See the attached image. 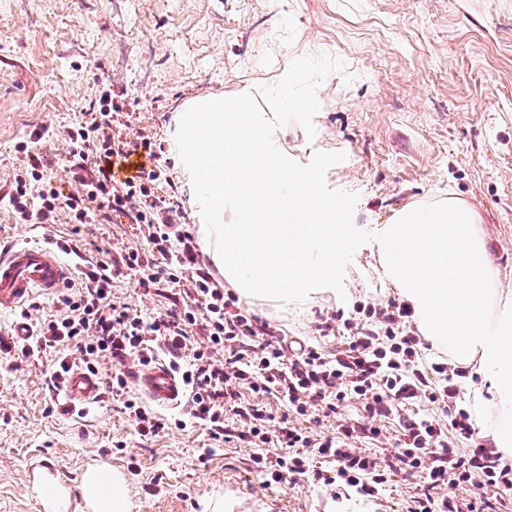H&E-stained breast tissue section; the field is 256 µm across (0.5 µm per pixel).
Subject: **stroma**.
I'll return each instance as SVG.
<instances>
[{"instance_id": "obj_1", "label": "stroma", "mask_w": 512, "mask_h": 512, "mask_svg": "<svg viewBox=\"0 0 512 512\" xmlns=\"http://www.w3.org/2000/svg\"><path fill=\"white\" fill-rule=\"evenodd\" d=\"M307 54L340 58L355 79L330 74L317 91L315 140L292 122L277 132L283 150L302 164L317 150L343 152L326 181L358 193L354 223L369 232L413 207L471 206L499 286L512 295V0H0V250L50 236L72 240L93 263L102 249L144 245L125 223L18 221L7 194L22 160L16 147L34 129L48 127L39 144L47 175L67 185L66 131L112 90L131 131L166 147L156 191L173 196L190 225L189 189L170 150L178 108L194 96L257 89ZM344 280L343 301L323 294L285 312L263 303L246 310L331 354L347 331L324 337L319 323L398 296L368 244ZM112 294L145 317L185 297L171 287L142 294L127 270L114 275ZM55 361L51 352L16 350L11 369L0 371V512H44L34 491L42 469L69 488L68 512H86L78 481L92 464L125 474L130 512H203L218 490L230 512H336L343 502L350 512H401L415 491L403 475L377 498L310 476L293 487L263 485L240 441L200 461L202 427L144 439L118 397L61 412L45 385Z\"/></svg>"}]
</instances>
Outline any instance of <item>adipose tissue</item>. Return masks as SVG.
Listing matches in <instances>:
<instances>
[{
  "label": "adipose tissue",
  "instance_id": "obj_1",
  "mask_svg": "<svg viewBox=\"0 0 512 512\" xmlns=\"http://www.w3.org/2000/svg\"><path fill=\"white\" fill-rule=\"evenodd\" d=\"M480 218L451 200L412 208L382 225L374 241L384 280L410 307L423 337L481 377L468 406L482 437L512 461V299H499ZM80 492L88 512H130L127 479L88 467Z\"/></svg>",
  "mask_w": 512,
  "mask_h": 512
}]
</instances>
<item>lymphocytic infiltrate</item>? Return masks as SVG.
I'll use <instances>...</instances> for the list:
<instances>
[{
    "instance_id": "lymphocytic-infiltrate-1",
    "label": "lymphocytic infiltrate",
    "mask_w": 512,
    "mask_h": 512,
    "mask_svg": "<svg viewBox=\"0 0 512 512\" xmlns=\"http://www.w3.org/2000/svg\"><path fill=\"white\" fill-rule=\"evenodd\" d=\"M122 110L106 92L70 127L73 191L46 178V156L28 142L18 145L25 161L9 192L18 220L53 224L63 214L72 224H108L118 217L135 225L146 242L89 264L80 283L61 290L55 314L39 322L22 346L26 355L68 345L81 353L77 364L59 358L48 389L61 391L76 369L98 375L101 358L108 356L114 368L102 376L103 391L123 397L122 410L140 437L193 423L214 447L241 441L252 447V470L263 485L293 486L310 474L323 485L375 498L405 473L416 478L418 490L405 499L404 512H512V465L480 442L473 418L457 404L454 380L469 375V368L425 363L427 343L411 329L408 307L393 300L365 309L360 321L344 320L348 336L330 355L243 312L236 297L217 286L170 197L157 194L161 149L145 134L124 137ZM131 154L148 158L149 167L114 182L113 158ZM121 268L137 275L147 295L186 285L193 307L147 319L133 313L112 295V273ZM160 354L186 386V419L171 421L144 405L133 390L132 371L123 366L132 357L146 367ZM271 400L284 409L277 428ZM420 400L436 405L437 414L406 415V407ZM351 402L358 416L341 415ZM317 409L335 417L332 430L312 431ZM395 416L400 430L393 451L355 448V441L379 440L380 421ZM464 441L470 447L463 453Z\"/></svg>"
}]
</instances>
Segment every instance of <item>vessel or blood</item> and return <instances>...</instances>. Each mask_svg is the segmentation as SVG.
I'll return each instance as SVG.
<instances>
[{
  "instance_id": "b4317fda",
  "label": "vessel or blood",
  "mask_w": 512,
  "mask_h": 512,
  "mask_svg": "<svg viewBox=\"0 0 512 512\" xmlns=\"http://www.w3.org/2000/svg\"><path fill=\"white\" fill-rule=\"evenodd\" d=\"M71 268L51 243L20 246L0 254V312L20 305L33 290L53 294L70 278ZM134 384L149 403L160 407L178 406L184 395L180 378L164 361L136 372ZM100 390L98 379L73 372L64 388V398L73 407H88Z\"/></svg>"
}]
</instances>
